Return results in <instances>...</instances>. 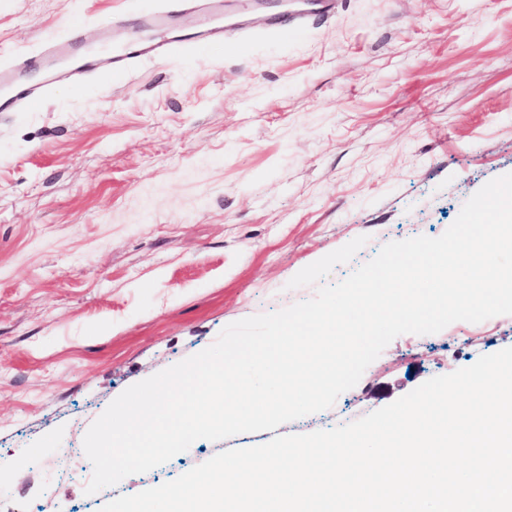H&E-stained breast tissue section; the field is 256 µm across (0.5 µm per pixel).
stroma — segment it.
Wrapping results in <instances>:
<instances>
[{"mask_svg": "<svg viewBox=\"0 0 512 512\" xmlns=\"http://www.w3.org/2000/svg\"><path fill=\"white\" fill-rule=\"evenodd\" d=\"M232 44L58 84L0 119V512H100L217 453L351 423L512 347V315L391 341L332 407L200 439L86 494L69 469L129 386L241 319L312 299L390 242L441 236L512 173V0H335L282 38L285 0ZM167 0H0V55Z\"/></svg>", "mask_w": 512, "mask_h": 512, "instance_id": "obj_1", "label": "stroma"}]
</instances>
